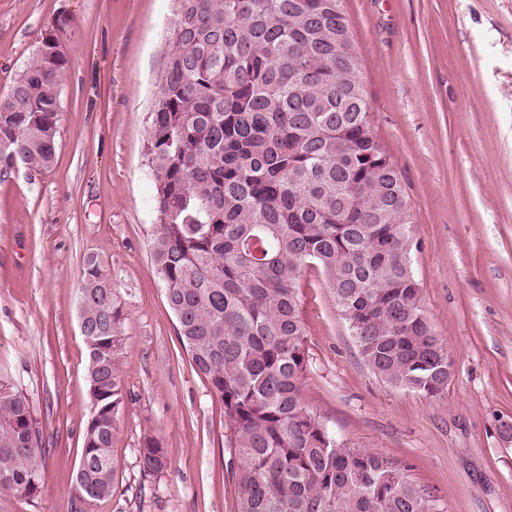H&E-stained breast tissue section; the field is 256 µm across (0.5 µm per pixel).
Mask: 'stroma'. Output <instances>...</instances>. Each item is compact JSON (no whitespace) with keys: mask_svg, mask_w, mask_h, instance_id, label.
<instances>
[{"mask_svg":"<svg viewBox=\"0 0 512 512\" xmlns=\"http://www.w3.org/2000/svg\"><path fill=\"white\" fill-rule=\"evenodd\" d=\"M369 117L411 204L423 311L454 364L436 399L361 359L321 271L301 308L303 395L336 437L406 469L445 512H512V0H342ZM176 0H0V94L46 36L69 60L53 166L0 173V375L43 438L36 495L0 512H74L91 412L79 280L95 256L122 312L124 403L110 499L87 512H236L224 404L177 336L156 272L145 145ZM157 439L169 459L143 472ZM140 450L142 469L147 474H159L168 467V459L161 445L153 440L146 439V443Z\"/></svg>","mask_w":512,"mask_h":512,"instance_id":"stroma-1","label":"stroma"}]
</instances>
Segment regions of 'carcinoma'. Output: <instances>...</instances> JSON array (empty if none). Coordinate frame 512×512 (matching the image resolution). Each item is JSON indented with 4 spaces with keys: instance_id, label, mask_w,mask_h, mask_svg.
Masks as SVG:
<instances>
[{
    "instance_id": "carcinoma-1",
    "label": "carcinoma",
    "mask_w": 512,
    "mask_h": 512,
    "mask_svg": "<svg viewBox=\"0 0 512 512\" xmlns=\"http://www.w3.org/2000/svg\"><path fill=\"white\" fill-rule=\"evenodd\" d=\"M58 43L44 39L0 97L1 172L54 162ZM170 43L146 145L151 255L179 339L224 403L237 512H441L404 469L336 439L302 396L311 264L376 377L428 398L449 381L411 267L409 200L355 93L348 19L336 0H180ZM79 312L91 414L76 484L98 502L114 489L122 313L94 257ZM41 449L28 398L0 378V489L37 492ZM140 459L147 474L168 467L153 439Z\"/></svg>"
}]
</instances>
